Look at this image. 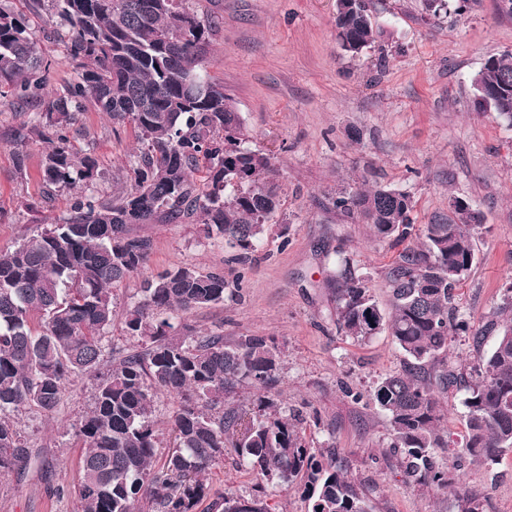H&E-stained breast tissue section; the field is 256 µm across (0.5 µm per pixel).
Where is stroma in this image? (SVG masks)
I'll return each instance as SVG.
<instances>
[{"label": "stroma", "instance_id": "35a3bbf8", "mask_svg": "<svg viewBox=\"0 0 512 512\" xmlns=\"http://www.w3.org/2000/svg\"><path fill=\"white\" fill-rule=\"evenodd\" d=\"M27 14L50 65L49 87L75 75L66 31L51 0H0ZM201 19L219 21L207 71L240 113L247 144L269 155L279 171L281 207L254 253L239 256L202 225L149 224L150 273L196 266L242 275L234 296L175 318L181 332H216L231 342L247 335L275 337L279 349V403L300 413L314 448H337L373 512H459L458 500L437 488L409 489L386 449V418L374 402V381L399 371L403 356L388 332L360 343L336 330L325 280L337 252L370 276L386 303L381 271L394 254L373 239L369 225L341 219L328 197L347 186L376 185L411 195L417 223L447 213L448 198L468 200L484 218L476 261L458 290L471 321H487L512 285V126L474 105L472 77L493 54L512 51V17L496 0H471L462 13L433 16L422 0H372L377 39L360 57L338 44L335 0H185ZM35 108L0 105V249L15 247L36 227L67 213L72 193L46 195L43 144L16 146L12 129L37 123ZM74 151L94 153L100 176L91 193L111 196L130 183L136 146L130 127L115 126L88 108L69 128ZM27 156L18 170L17 151ZM140 277L114 289L115 318L106 346L130 348L127 308ZM93 381L75 378L56 412L22 411L15 420L31 448L30 461L0 477V512H79L73 493L80 455L73 426L91 401ZM466 392L450 387L441 404L449 451L460 457L469 491L483 512H512V449L498 463L473 461L463 448ZM196 512H218L227 495L249 496L254 473L226 455L209 479Z\"/></svg>", "mask_w": 512, "mask_h": 512}]
</instances>
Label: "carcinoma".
I'll use <instances>...</instances> for the list:
<instances>
[{
    "mask_svg": "<svg viewBox=\"0 0 512 512\" xmlns=\"http://www.w3.org/2000/svg\"><path fill=\"white\" fill-rule=\"evenodd\" d=\"M59 2L76 76L43 113L53 134L23 122L13 140L42 138V181L53 190L81 188L98 177L93 154L68 145L67 126L89 105L115 125L133 126L139 147L126 192L108 202L76 192L66 216L0 250V476L28 457L15 413L51 415L66 385L103 362L112 288L142 272L152 253L143 225L191 219L247 254L281 205L271 157L242 146L241 116L205 67L219 21L201 20L185 0ZM335 23L350 57L375 43L370 0H336ZM46 87L29 18L0 8V97L37 107ZM472 87L479 110L512 126V51L489 56ZM331 205L370 225L375 240L401 247L383 273L388 307L347 257L336 263L328 286L340 333L366 342L385 330L403 356L402 370L373 387L403 478L414 488L451 490L464 502L462 512H482L458 466L443 462L448 441L440 402L464 380L448 366L455 337L478 347L496 333L467 381L464 448L487 463L512 448V287L485 324L471 322L458 303L457 290L475 262L481 215L468 204L418 227L412 197L387 186L344 188ZM241 281L197 267L142 279L124 321L138 344L115 352L89 412L74 426L82 448L74 486L81 512H135L143 501L156 512H193L228 453L268 484L300 481L308 512H371L348 464L336 460L333 448L308 446L306 419L271 396L279 352L266 337L226 342L221 334H184L171 322L174 314L224 301ZM241 383L252 385L257 397L226 407ZM160 393L174 396L178 407L172 451L157 470ZM216 507L267 512L258 496H226Z\"/></svg>",
    "mask_w": 512,
    "mask_h": 512,
    "instance_id": "1",
    "label": "carcinoma"
}]
</instances>
